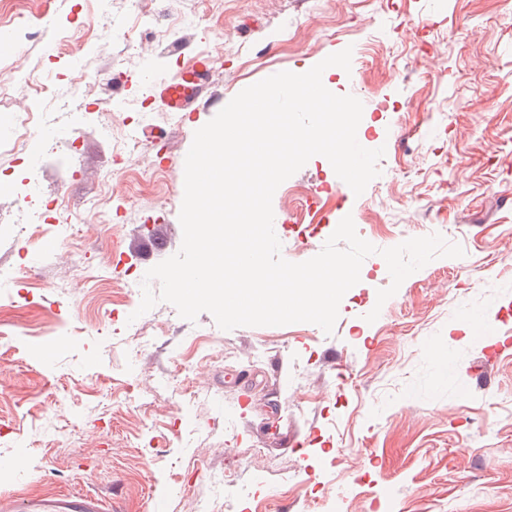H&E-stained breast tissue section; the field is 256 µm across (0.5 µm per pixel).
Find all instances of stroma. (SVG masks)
Here are the masks:
<instances>
[{
	"mask_svg": "<svg viewBox=\"0 0 512 512\" xmlns=\"http://www.w3.org/2000/svg\"><path fill=\"white\" fill-rule=\"evenodd\" d=\"M98 0H26L0 38V137L15 119L55 129L0 153V265L36 279L0 290V493L84 490L122 512H512V14L502 0H111L112 39L72 52L57 33L99 20ZM191 21L185 43L127 47L126 28ZM352 48L336 92L363 104L358 141L384 148L362 195L312 157L272 201L283 258L317 255L339 216L378 252L332 335L311 323L220 329L167 302L140 318L113 283L177 253L180 164L199 126L266 77ZM203 69L171 124L162 90ZM49 87L45 96L34 86ZM110 113L114 134L81 112ZM158 145L129 161L126 134ZM159 169L152 184L115 169ZM60 201L27 246L23 207ZM163 230L164 248L145 243ZM441 234L437 258L378 303L382 249ZM101 267L93 287L83 267ZM379 309L375 322L365 319ZM238 471L232 487L207 472Z\"/></svg>",
	"mask_w": 512,
	"mask_h": 512,
	"instance_id": "35a3bbf8",
	"label": "stroma"
}]
</instances>
